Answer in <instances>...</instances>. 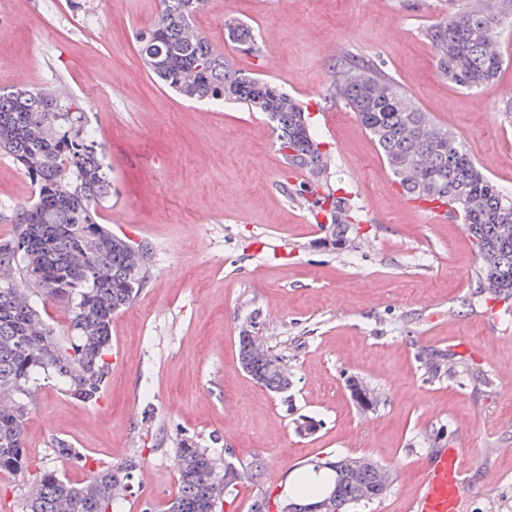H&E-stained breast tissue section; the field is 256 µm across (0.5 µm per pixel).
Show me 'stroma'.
Returning <instances> with one entry per match:
<instances>
[{"label":"stroma","instance_id":"1","mask_svg":"<svg viewBox=\"0 0 512 512\" xmlns=\"http://www.w3.org/2000/svg\"><path fill=\"white\" fill-rule=\"evenodd\" d=\"M459 0H208L196 26L243 72L271 79L306 106L324 180L350 199L359 223L336 248L331 220L292 192L268 119L235 106L190 103L143 65L139 37L162 0H0V87L60 85L98 126L112 171L102 210L113 232L150 253L148 278L112 318L110 373L85 404L58 381L39 380L27 420L28 470L0 474V503L22 512L33 481L57 470L71 482L136 457L114 512H165L178 488L181 443L217 465L261 459L262 476L226 512H252L258 497L287 493L311 463L368 455L392 467L383 499L352 512H404L427 449L468 444L475 461L461 512H512V457L483 456L512 442V306L486 299L458 219L430 224L408 203L377 147L331 91L348 57L376 65L512 194V30L504 65L477 90L443 79L427 27ZM240 19L277 39L256 55L227 38ZM95 83H84L86 73ZM29 178L0 155V237ZM288 357L293 385L277 395L238 360L243 327ZM453 354L454 371H428L430 353ZM378 396L362 410L351 381ZM232 413H225V405ZM316 420L309 435L296 426ZM68 441L79 459L55 454Z\"/></svg>","mask_w":512,"mask_h":512}]
</instances>
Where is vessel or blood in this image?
Here are the masks:
<instances>
[{
    "mask_svg": "<svg viewBox=\"0 0 512 512\" xmlns=\"http://www.w3.org/2000/svg\"><path fill=\"white\" fill-rule=\"evenodd\" d=\"M474 457V449L465 447L432 452L406 503L408 512H459L460 491Z\"/></svg>",
    "mask_w": 512,
    "mask_h": 512,
    "instance_id": "vessel-or-blood-1",
    "label": "vessel or blood"
}]
</instances>
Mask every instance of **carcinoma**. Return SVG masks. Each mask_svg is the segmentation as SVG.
I'll return each instance as SVG.
<instances>
[{
	"mask_svg": "<svg viewBox=\"0 0 512 512\" xmlns=\"http://www.w3.org/2000/svg\"><path fill=\"white\" fill-rule=\"evenodd\" d=\"M493 12L460 7L427 30L441 77L474 90L491 81L504 58L491 50L512 29V0H498ZM204 0H162L152 27L140 37L144 65L166 87L188 101L241 104L264 113L276 133L278 151L290 170L313 177L327 169L304 115V107L274 81L235 68L210 39L195 29ZM494 22L491 29L483 24ZM227 34L260 54L254 32L236 20L224 22ZM333 95L357 114L392 175L409 199L428 209L446 207L465 224L477 248L478 288L505 303L512 300V196L499 190L468 152L462 139L448 135L419 108L407 90L372 64H354L333 72ZM0 155L9 157L30 178L31 201L11 210L12 231L0 239V271L15 283L0 282V473L27 469L26 421L36 380L57 377L76 400L99 399L108 373L112 316L127 307L142 288L132 271L134 259L100 210L112 198V176L102 143L76 99L59 88H0ZM330 202L338 246H347L346 202ZM53 301L71 310L67 334L60 336L41 316L35 300ZM239 360L265 389L283 394L291 379L285 355L243 330ZM351 394L364 410L376 407L367 386L357 381ZM178 490L168 512H217L221 500L244 482L261 475L257 458L216 470L212 457L194 443L177 449ZM327 458L313 471L327 470L332 481L321 491L301 478L294 491L277 502L280 512H303L336 493L332 512L385 497L394 478L387 466L366 457ZM140 463L104 466L77 486L46 471L29 490L22 512H112L116 489Z\"/></svg>",
	"mask_w": 512,
	"mask_h": 512,
	"instance_id": "cac0c4a2",
	"label": "carcinoma"
}]
</instances>
